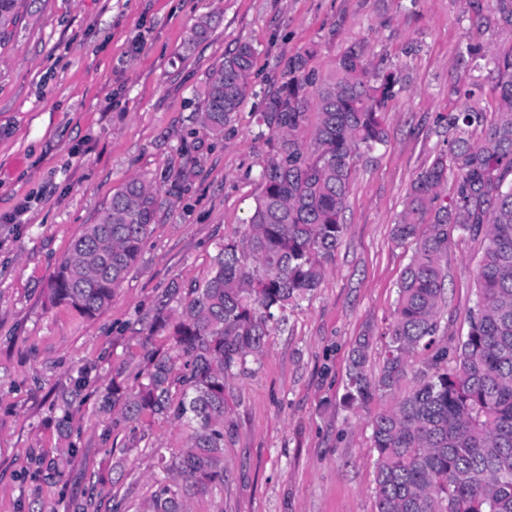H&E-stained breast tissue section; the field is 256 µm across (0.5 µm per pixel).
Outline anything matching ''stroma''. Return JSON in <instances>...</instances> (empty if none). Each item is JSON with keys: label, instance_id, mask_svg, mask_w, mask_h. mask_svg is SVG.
<instances>
[{"label": "stroma", "instance_id": "stroma-1", "mask_svg": "<svg viewBox=\"0 0 512 512\" xmlns=\"http://www.w3.org/2000/svg\"><path fill=\"white\" fill-rule=\"evenodd\" d=\"M464 0H17L0 25V512H75L113 497L139 512L155 491L156 451L187 430L166 417L119 424L104 402L115 366L142 369L149 327L175 311L170 288L203 280L239 237L270 153L259 97L288 78L290 56L314 49L328 73L365 46L401 79L387 146L354 160L346 229L321 286L225 383L224 485L192 512H376L372 411L344 400L349 358L369 337L378 372L397 282L413 246L393 237L417 175L447 150L448 114L479 86L493 111L492 55L512 38L478 25ZM208 38L188 45L197 19ZM257 50L252 94L215 138L197 121L204 79L225 52ZM489 56L464 69L467 43ZM138 177L158 199L141 259L110 303L85 318L52 305L48 284L72 240L113 192ZM483 237L454 236L439 344L455 347L476 302ZM68 418L70 430L58 422ZM76 447L75 457L65 450Z\"/></svg>", "mask_w": 512, "mask_h": 512}]
</instances>
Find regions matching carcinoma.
<instances>
[{
    "mask_svg": "<svg viewBox=\"0 0 512 512\" xmlns=\"http://www.w3.org/2000/svg\"><path fill=\"white\" fill-rule=\"evenodd\" d=\"M467 5L512 37V0ZM217 21L202 16L189 43L206 40ZM256 53L239 42L208 72L198 115L213 135L224 134L247 98ZM313 54L291 56L288 80L262 98L259 136H268L272 155L240 238L220 247L207 278L174 288L175 315L154 319L150 333L167 335L171 350L145 347L132 390L122 369L113 373L107 400L122 421L165 416L189 431L185 447L158 453L161 478L144 512H189L188 499L224 485V383L247 355L262 352L288 304L319 288L345 230L354 158L389 142L383 112L399 77L376 68L359 45L325 75L311 67ZM493 63V118L478 104L448 114V152L417 175L396 219L395 239L416 246L397 283L380 373H368V339L352 353L349 403L365 406L409 385L371 420L376 512H512V50ZM471 127L482 128L480 139ZM450 166L457 180L447 196ZM157 207L140 178L115 191L58 264L48 284L52 303L86 317L102 310L137 264ZM455 232L487 241L469 329L453 365L448 350H438L412 372L410 359L439 335Z\"/></svg>",
    "mask_w": 512,
    "mask_h": 512,
    "instance_id": "cac0c4a2",
    "label": "carcinoma"
}]
</instances>
